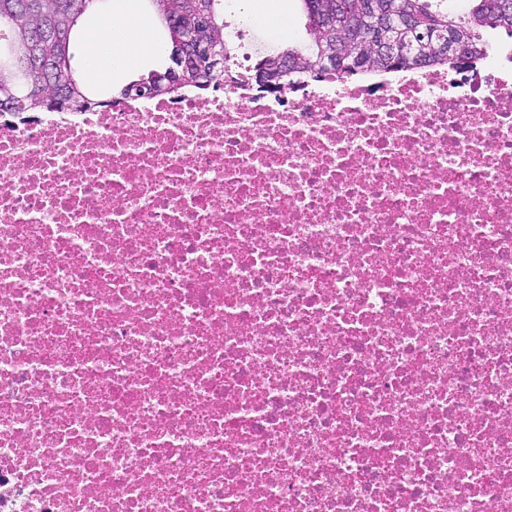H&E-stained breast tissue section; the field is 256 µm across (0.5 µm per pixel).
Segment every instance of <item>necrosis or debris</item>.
<instances>
[{
	"mask_svg": "<svg viewBox=\"0 0 512 512\" xmlns=\"http://www.w3.org/2000/svg\"><path fill=\"white\" fill-rule=\"evenodd\" d=\"M0 119V512H512V79Z\"/></svg>",
	"mask_w": 512,
	"mask_h": 512,
	"instance_id": "obj_1",
	"label": "necrosis or debris"
}]
</instances>
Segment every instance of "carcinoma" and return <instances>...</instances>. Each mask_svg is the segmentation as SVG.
<instances>
[{"label":"carcinoma","instance_id":"obj_1","mask_svg":"<svg viewBox=\"0 0 512 512\" xmlns=\"http://www.w3.org/2000/svg\"><path fill=\"white\" fill-rule=\"evenodd\" d=\"M15 0H0V81L12 80L13 72L19 69L18 58L32 43L41 44L43 58L55 67L50 80L43 78L35 70L20 74L15 87L18 96L13 114L25 112H92L107 108L110 103L96 100L85 92L73 77L70 53V39L78 19L85 14L96 0H31L28 14L15 13ZM165 22L171 41L182 35L183 29L199 13L209 15L211 32L224 30V0H151ZM312 35L311 45L304 49H287L290 57L299 56L316 60L322 48L329 43L349 52L346 64L334 71L322 72L316 76L310 73H290L283 78V85L292 87L303 80L313 78L322 81L326 78H347L372 68L378 71L388 69H423L430 66H450L460 68V60L451 53L437 48V43L429 38H421L416 32L404 26L394 31L396 43L410 45L412 51L395 57L380 55L374 46L369 28L363 26L361 16L375 17L395 15L421 24V27L436 26L453 29L463 41L466 59H482L491 50V45L483 39L487 29H504L512 34V12H504L499 0H476V5L468 16L456 17L440 10L433 0H322L325 7L336 15V37L326 36L314 26L312 4L316 0H301ZM64 85L69 89L66 104L53 109L47 106L49 89L47 83Z\"/></svg>","mask_w":512,"mask_h":512}]
</instances>
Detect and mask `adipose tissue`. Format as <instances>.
<instances>
[{"instance_id": "ef3b65f1", "label": "adipose tissue", "mask_w": 512, "mask_h": 512, "mask_svg": "<svg viewBox=\"0 0 512 512\" xmlns=\"http://www.w3.org/2000/svg\"><path fill=\"white\" fill-rule=\"evenodd\" d=\"M141 19L136 11L101 20L90 27L84 36L95 47L94 66L118 74L134 70L139 59L154 44L151 36L139 31Z\"/></svg>"}]
</instances>
